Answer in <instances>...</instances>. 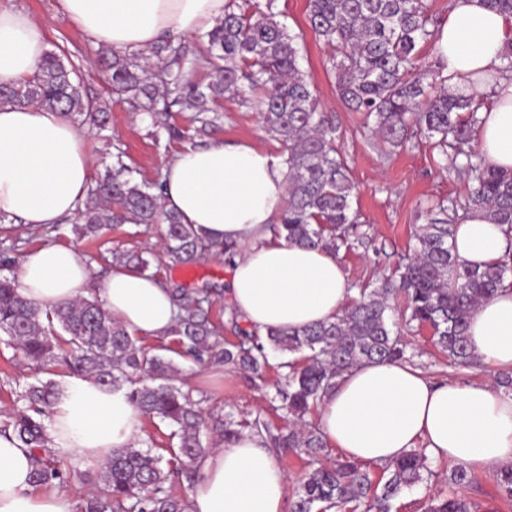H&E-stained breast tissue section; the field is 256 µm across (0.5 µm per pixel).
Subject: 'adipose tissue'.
<instances>
[{
	"label": "adipose tissue",
	"mask_w": 512,
	"mask_h": 512,
	"mask_svg": "<svg viewBox=\"0 0 512 512\" xmlns=\"http://www.w3.org/2000/svg\"><path fill=\"white\" fill-rule=\"evenodd\" d=\"M225 0H59L62 14L95 44L133 54L169 36L212 28ZM512 46V15L486 0H450L436 32L435 54L454 83L490 93L475 144L486 164L512 169V77L501 75ZM44 29L24 12L0 6V84L17 85L38 68ZM86 133L58 111L0 105V214L32 227L74 218L92 178ZM164 201L182 223L214 240L238 244L228 303L258 329H299L335 320L355 290L339 258L322 249L270 239L266 230L287 196L286 170L248 142L216 140L185 147L162 167ZM453 254L465 266L502 260L512 230L478 213L454 229ZM20 291L38 302L75 299L95 287L113 319L137 336L168 337L178 307L153 277L113 265L94 281L92 265L72 246L46 244L17 260ZM469 343L482 367L512 370V279L469 316ZM328 446L358 463L384 464L423 447L434 460L474 471L512 465V394L493 382L436 381L403 361L366 362L346 374L318 408ZM140 415L124 392L90 380L70 381L53 406L50 446L95 464L133 447ZM32 458L0 436V512H75L62 489L36 492ZM191 512H289L288 476L257 434L244 432L211 451L189 492Z\"/></svg>",
	"instance_id": "adipose-tissue-1"
}]
</instances>
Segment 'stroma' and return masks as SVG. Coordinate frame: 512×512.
Returning <instances> with one entry per match:
<instances>
[{
    "label": "stroma",
    "mask_w": 512,
    "mask_h": 512,
    "mask_svg": "<svg viewBox=\"0 0 512 512\" xmlns=\"http://www.w3.org/2000/svg\"><path fill=\"white\" fill-rule=\"evenodd\" d=\"M4 6L27 13L42 23L49 50L60 54L65 64L73 66L81 79L83 90L94 97H107L108 89L96 67L98 48L91 38L62 15L57 0H0ZM279 19L291 33H303L304 47L299 59L300 69L319 90L323 111L335 113L339 126V147L347 159L350 176L358 186L353 207L361 215L362 243L339 258L353 288L373 286L397 268L412 244L415 227L422 224L421 205L426 201L453 198L463 200L470 184L452 167L431 143L422 140L405 149H392L369 136L361 113L348 111L336 96L334 77L328 69L333 50L310 32L306 0H277ZM218 118L208 134L198 137V144L214 140H244L255 144L272 158H279L277 141L265 132L259 112L248 104L223 99ZM86 147L93 158L96 172L111 164L114 149H122L127 163L137 170L138 178L154 179L165 161L185 147L184 142L169 140L165 130L154 128L150 117L130 111L126 104L112 103L110 121L102 132H88ZM12 237L19 241V250L57 243L76 246L91 257L95 277H102L112 267L100 259V242L81 241L72 233L70 224L57 225L55 230L30 228L7 221ZM228 260L210 256L187 267H171L156 262V279L165 287L179 285L207 288L214 304L211 315L223 322L225 341H235L237 331L229 323L230 306L224 298ZM401 338L414 357L412 364L435 380L482 381L488 376L481 366L457 367L448 364L429 342L430 330L408 324L399 326ZM179 366L187 382L198 388L203 407L215 414L235 412L241 419L262 416L274 427H284L288 419L283 411L273 410L264 389L255 387L243 374L228 365L200 367L186 359ZM41 375L37 365L16 357L0 333V412L11 409L12 399L4 386L5 378L32 382ZM432 477L404 492L395 500L396 512H424L431 498L444 497L452 490L472 500L478 508L495 502V512H512V502L502 499L491 474L470 472L469 484L456 488L450 481L455 463L430 461Z\"/></svg>",
    "instance_id": "1"
}]
</instances>
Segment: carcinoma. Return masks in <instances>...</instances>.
Segmentation results:
<instances>
[{
	"mask_svg": "<svg viewBox=\"0 0 512 512\" xmlns=\"http://www.w3.org/2000/svg\"><path fill=\"white\" fill-rule=\"evenodd\" d=\"M253 7L249 12L237 0H226L224 17L205 33L197 57H189L182 39L169 36L132 57L103 48L97 65L113 95L132 111L149 115L156 124L176 107L190 113L198 134L214 124L209 113L224 94L254 100L266 132L282 145L287 169L286 204L279 222L267 230L275 238L336 256L362 239L360 214L352 206L355 183L336 145V117L321 110L316 86L298 66L303 35L291 34L277 20L276 0ZM438 21L428 0H307L309 29L334 50L330 71L336 93L348 109L364 114L370 136L393 149L432 139L473 183L462 205L448 198L426 206L425 223L415 228L411 254L397 278L360 290L336 320L300 330L268 328L262 333L239 326L234 314L230 321L238 326L237 341L225 345L221 328L210 318L208 289L172 293L179 308L171 332L177 355L198 364L218 360L255 381L264 379L267 349L289 355L281 364L287 373L275 384L274 399L291 422L274 430L258 416L251 429L267 447L304 453L317 463L302 478L291 512H392L404 490L431 475L426 455L417 448L386 464L379 486L358 463L338 458L322 464L326 441L305 416L361 363L406 359L391 304L399 293L406 300L407 322L430 326L433 345L455 364L476 363L467 337L469 315L512 272L506 260L483 269L461 266L452 253L461 211H480L492 223L512 227V170L490 167L474 145L482 108L477 95L451 84L439 61L423 53L424 46H434ZM200 59L214 74L208 83L193 77ZM21 102L57 110L91 129H104L108 119V103L85 96L76 70L52 51L22 84L0 86V105ZM124 157L121 150L113 154L112 166L89 184L78 212L81 223L72 228L77 237L95 239L131 216L145 232L164 225V256L172 267L235 253L236 245L212 240L202 228L182 223L165 209L161 178L137 180ZM110 254L136 272L150 271L145 249L116 247ZM0 331L8 336L7 346L48 375L15 388L17 407L0 421L1 434L12 435L33 452L35 486L70 482L49 450L48 419L62 397L54 379L59 370L112 391L125 390L143 417L169 428L162 454L127 448L95 477L73 473L90 486L77 497L76 512H189L188 495L174 492L172 480L193 485L213 442L241 433L232 416H213L194 399L195 389L166 356L172 348L145 345L112 320L95 294L41 304L22 295L15 277L0 275ZM492 479L512 501V467L495 471ZM425 512H476V506L452 492L429 500Z\"/></svg>",
	"mask_w": 512,
	"mask_h": 512,
	"instance_id": "cac0c4a2",
	"label": "carcinoma"
}]
</instances>
